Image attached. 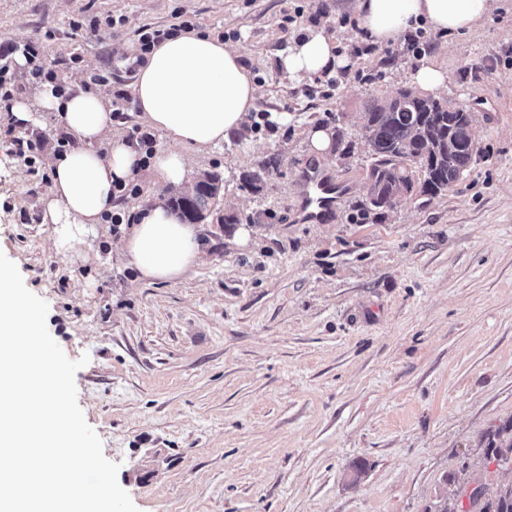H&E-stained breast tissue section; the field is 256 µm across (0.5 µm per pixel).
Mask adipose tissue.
Listing matches in <instances>:
<instances>
[{
	"label": "adipose tissue",
	"instance_id": "ef3b65f1",
	"mask_svg": "<svg viewBox=\"0 0 512 512\" xmlns=\"http://www.w3.org/2000/svg\"><path fill=\"white\" fill-rule=\"evenodd\" d=\"M496 0H356L359 36L384 45L427 27L442 37L464 36L487 23ZM243 51L217 35L191 29L164 40L138 66L131 94L147 129L163 133L170 144L145 157L134 141L113 131L112 101L105 90L83 87L79 79L58 85L44 79L31 97L0 100L22 129L40 124V114L55 112L73 144L51 154V188L43 221L58 225L59 242L78 239L102 223L116 207L124 187L147 180L145 197L135 206V221L119 249L141 279L173 282L206 252L201 229L180 222L167 196L190 188L193 171L187 152L203 154L224 143L247 120L260 94ZM334 38L309 31L282 59L292 78L318 76L345 67Z\"/></svg>",
	"mask_w": 512,
	"mask_h": 512
}]
</instances>
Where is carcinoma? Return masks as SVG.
<instances>
[{
  "mask_svg": "<svg viewBox=\"0 0 512 512\" xmlns=\"http://www.w3.org/2000/svg\"><path fill=\"white\" fill-rule=\"evenodd\" d=\"M366 147L372 162L365 201L371 210L417 185L420 197L434 198L448 191L469 166L467 148L475 139L470 113L411 91L396 98L371 99L365 104ZM221 175L207 172L191 189L172 198L179 217L205 221L223 189ZM488 460L512 459V420L487 434ZM449 499L434 512H512V482L473 488L451 479Z\"/></svg>",
  "mask_w": 512,
  "mask_h": 512,
  "instance_id": "1",
  "label": "carcinoma"
}]
</instances>
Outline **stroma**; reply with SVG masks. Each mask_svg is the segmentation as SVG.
I'll use <instances>...</instances> for the list:
<instances>
[{"label": "stroma", "mask_w": 512, "mask_h": 512, "mask_svg": "<svg viewBox=\"0 0 512 512\" xmlns=\"http://www.w3.org/2000/svg\"><path fill=\"white\" fill-rule=\"evenodd\" d=\"M355 5L0 0V48L36 44L51 76L104 70L107 92L129 90L138 28L179 16L242 46L262 89L246 126L192 159L224 194L203 226L206 262L173 282L139 280L108 223L58 247L42 206L57 118L0 117V251L47 302L66 356L89 355L78 404L140 512H432L447 477L512 481L482 457L512 419V0L453 43L427 35L425 59L448 72L442 99L478 134L467 171L443 195L369 212L365 104L408 88L418 62L400 41L354 54ZM322 25L349 58L337 83L287 78L282 57ZM314 125L342 134L324 163ZM16 138L41 140L35 165ZM317 163L349 191L327 221L302 224L296 181ZM257 169L260 191L242 189Z\"/></svg>", "instance_id": "stroma-1"}]
</instances>
